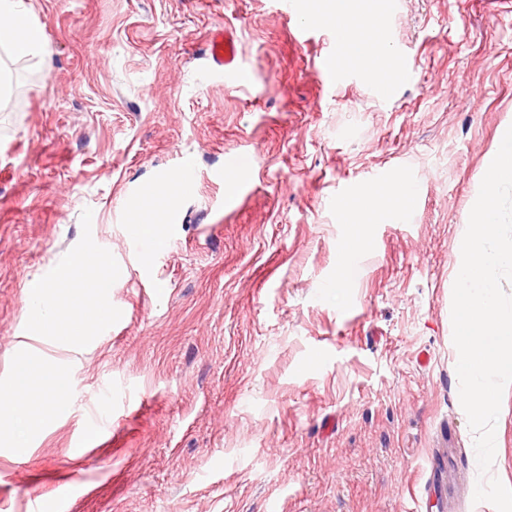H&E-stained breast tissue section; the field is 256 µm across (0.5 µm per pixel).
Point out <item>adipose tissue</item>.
<instances>
[{
	"label": "adipose tissue",
	"mask_w": 512,
	"mask_h": 512,
	"mask_svg": "<svg viewBox=\"0 0 512 512\" xmlns=\"http://www.w3.org/2000/svg\"><path fill=\"white\" fill-rule=\"evenodd\" d=\"M311 17L335 24L346 48V60L366 65L371 77L397 72L401 65L393 60L377 39V13L367 0H311ZM44 47L41 27L32 19L24 0H0V49L17 60L40 57ZM181 193L180 179L158 186L153 199L139 202L136 219L144 236L171 237L174 224L154 220L159 202L174 203ZM412 190L397 181L381 190L366 192L348 210L350 240L354 247L365 246L364 219L383 208L403 207ZM112 286V272L105 259L81 255L49 281L28 286L29 315L41 334L74 338L87 334L94 326L93 315L104 312V300ZM10 387L15 398H0V446L13 454L27 453L24 441L11 430L14 419H21L28 434H39L69 403L71 381L57 366L25 354L14 365Z\"/></svg>",
	"instance_id": "adipose-tissue-1"
}]
</instances>
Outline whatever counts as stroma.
Returning <instances> with one entry per match:
<instances>
[{
  "mask_svg": "<svg viewBox=\"0 0 512 512\" xmlns=\"http://www.w3.org/2000/svg\"><path fill=\"white\" fill-rule=\"evenodd\" d=\"M26 3L45 61H8L0 102V380L27 348L73 398L25 458L0 452V512H495L473 500L451 307L512 126L507 0H394L389 99L360 66L323 68L335 30L301 34L278 0ZM220 27L242 85L204 58ZM243 151L241 190L224 158ZM186 160L177 235L131 244L138 188ZM378 171L417 190L348 252L346 207ZM78 253L111 265L119 326L63 344L31 329L26 285ZM495 443L512 487V390Z\"/></svg>",
  "mask_w": 512,
  "mask_h": 512,
  "instance_id": "obj_1",
  "label": "stroma"
}]
</instances>
